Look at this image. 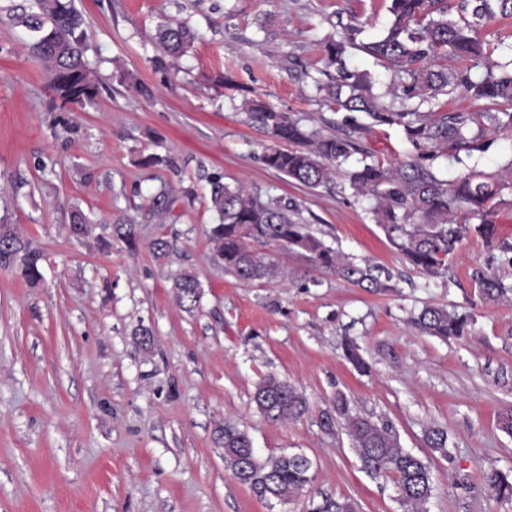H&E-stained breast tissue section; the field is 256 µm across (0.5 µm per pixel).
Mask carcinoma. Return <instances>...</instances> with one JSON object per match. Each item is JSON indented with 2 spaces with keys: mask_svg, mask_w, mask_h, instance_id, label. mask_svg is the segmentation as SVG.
<instances>
[{
  "mask_svg": "<svg viewBox=\"0 0 512 512\" xmlns=\"http://www.w3.org/2000/svg\"><path fill=\"white\" fill-rule=\"evenodd\" d=\"M456 16L448 14V0H390L392 16L386 33L362 43L358 49L391 73L387 94L373 91L374 80L367 72L348 68L346 40L326 39L322 46L328 81H316L319 91L331 103L334 119L323 120L325 134L307 124V119L279 111L260 99L245 102L248 120L273 140L262 155L265 166L293 183L315 190L344 173L352 194L373 200L370 213L375 223L403 260L427 275L448 269V260L462 241L474 234L488 244H497L503 253L512 244L499 238L494 220L496 209L512 196V159L486 172L470 169L456 176L443 175L437 160H460L485 149L486 138L494 132L512 131V60L506 65L490 62L494 51L512 43L501 40L489 49L481 31L498 18L512 16V0H453ZM9 20L37 33L30 44L33 55L42 60L50 88L61 104L92 105L99 94V82L89 68L86 53V22L73 0H29V5L3 8ZM195 33L181 20H168L159 28V42L172 57L183 55L193 45ZM470 61L461 68L448 67ZM482 68L479 77L472 69ZM459 93L483 103L478 112H447L441 97ZM375 125L402 128L411 146L402 160L385 163L361 145L363 133ZM362 155L353 170L340 166L352 155ZM210 208L219 223L209 234L213 261L224 274L246 284L272 280L278 275L271 257L256 245H276L306 256L319 268L346 282L374 291H387L390 272L328 246L300 219L296 201L263 199L242 183L224 182L220 174L211 176ZM176 190L164 183L139 209L134 218H119L107 225V235L95 238L97 248L106 251L117 240L131 252L137 251L140 227L153 221L162 223L174 211ZM91 221L78 207L70 214L69 233L76 240L88 238ZM43 252L32 240L9 224H0V266L4 265L30 286L42 280ZM178 302L188 311L202 295V284L189 271L173 278ZM485 299H499L508 286L491 271L478 280ZM423 334L442 340L458 339L467 330L468 318L443 306H427L414 319ZM344 354L360 372L369 364L359 348L347 342ZM252 402L267 419L295 420L308 411L302 393L285 380L268 376L256 384ZM342 417L362 469L369 475L390 480L400 501L420 512L432 493L430 465L400 447L389 423L377 424L350 412L346 397L338 393L330 409L321 414L324 430ZM215 444L224 449V464L242 485L264 494L272 488L280 498L301 492L313 479L312 466L296 455H270L253 459L246 453L251 437L230 420L214 431ZM429 447L448 457L447 434L432 428ZM485 486L499 497L512 498V479L492 469L483 475Z\"/></svg>",
  "mask_w": 512,
  "mask_h": 512,
  "instance_id": "1",
  "label": "carcinoma"
}]
</instances>
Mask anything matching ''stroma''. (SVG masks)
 <instances>
[{
	"label": "stroma",
	"instance_id": "35a3bbf8",
	"mask_svg": "<svg viewBox=\"0 0 512 512\" xmlns=\"http://www.w3.org/2000/svg\"><path fill=\"white\" fill-rule=\"evenodd\" d=\"M389 0H75L86 19L89 66L100 81L95 106L61 107L31 55L32 35L0 23V224L17 227L44 254L40 285L0 266V512H311L353 500L357 512H406L393 483L361 468L344 423L320 417L336 393L352 413L390 422L407 448L430 464L433 491L423 512H512L488 491L489 469L512 474V295L482 299L475 277L487 266L512 281V261L469 236L447 273L429 277L386 241L346 181L311 191L268 169L263 130L242 105L258 97L320 127L331 111L312 84L319 44L360 26L349 67L370 72L376 91L388 73L358 49L391 22ZM186 21L198 38L180 58L157 44L159 25ZM267 21L260 32L259 21ZM362 144L395 161L411 150L402 131L380 126ZM168 156L153 172L139 160ZM512 158V134L485 152L441 160L443 172L497 169ZM243 182L294 199L327 245L387 269L391 290L354 286L285 249L270 248L281 275L244 284L211 259L216 219L208 178ZM169 180L174 215L141 229L137 252L68 231L70 206L95 224L135 215ZM177 241L165 260L153 239ZM196 273L203 295L184 309L173 277ZM470 312L461 339L421 334L424 307ZM152 329L143 349L138 326ZM353 341L371 364L360 374L345 358ZM274 375L296 386L310 409L274 423L251 396ZM233 420L260 456L302 453L314 481L286 502L239 484L214 431ZM448 436L447 457L426 436Z\"/></svg>",
	"mask_w": 512,
	"mask_h": 512
}]
</instances>
